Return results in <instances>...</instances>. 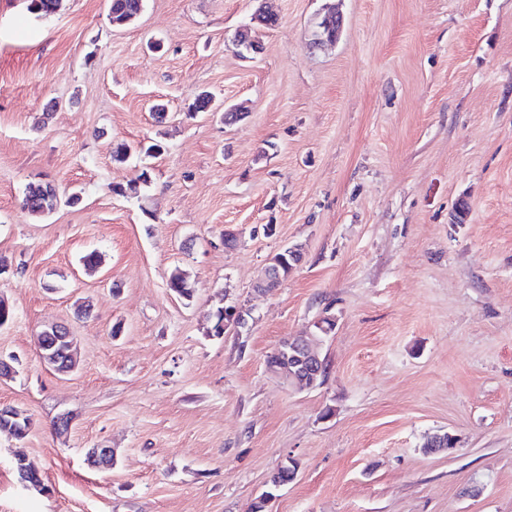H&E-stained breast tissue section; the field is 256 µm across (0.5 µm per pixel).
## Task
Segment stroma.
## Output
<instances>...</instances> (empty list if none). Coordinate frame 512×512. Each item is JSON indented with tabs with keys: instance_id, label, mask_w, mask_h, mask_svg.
I'll return each instance as SVG.
<instances>
[{
	"instance_id": "1",
	"label": "stroma",
	"mask_w": 512,
	"mask_h": 512,
	"mask_svg": "<svg viewBox=\"0 0 512 512\" xmlns=\"http://www.w3.org/2000/svg\"><path fill=\"white\" fill-rule=\"evenodd\" d=\"M263 2L144 0L118 27L109 0H0V406L32 421L0 432V512H250L289 456L266 512H512V0H338L325 47L329 0H271L239 57ZM203 90L244 117L191 113ZM120 142L163 151L117 162ZM32 183L52 213L22 208ZM234 304L245 327L209 335ZM326 311V380L297 390L267 359ZM56 325L69 372L37 347ZM440 432L453 453L425 451ZM318 28L317 37L314 39L316 46L335 44L342 32L343 18L335 10L327 9L321 17ZM277 254V253H276ZM274 254L268 261L267 266L264 269L263 275L261 278L256 282L255 284V291H263L267 289V284L271 283L273 280L276 272L279 268V274L281 275V280L288 277V274L291 272V267L293 266V263L290 258L295 260V267L299 265L302 261V248L299 245H294L285 248L283 251H281V254L277 255ZM283 254L288 255L290 258H288V261L284 264H281L279 267V263L282 262V259L284 258ZM276 256V258H275ZM294 267V268H295Z\"/></svg>"
}]
</instances>
